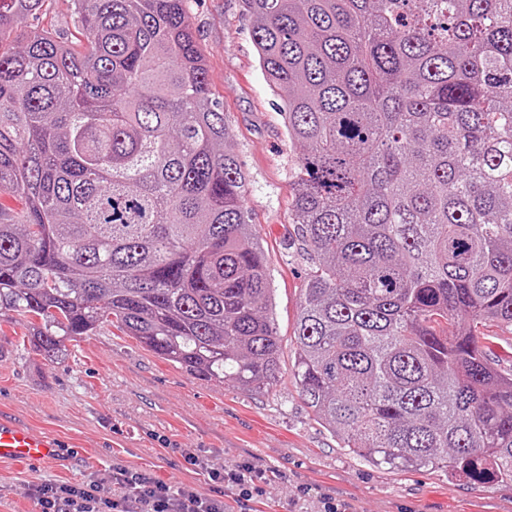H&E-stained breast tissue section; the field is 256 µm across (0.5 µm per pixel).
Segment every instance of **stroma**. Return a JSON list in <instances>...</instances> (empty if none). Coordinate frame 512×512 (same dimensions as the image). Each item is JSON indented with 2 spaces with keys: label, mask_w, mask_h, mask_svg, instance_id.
Wrapping results in <instances>:
<instances>
[{
  "label": "stroma",
  "mask_w": 512,
  "mask_h": 512,
  "mask_svg": "<svg viewBox=\"0 0 512 512\" xmlns=\"http://www.w3.org/2000/svg\"><path fill=\"white\" fill-rule=\"evenodd\" d=\"M193 29L209 88L224 105L248 175L246 207L262 239L283 348L281 377L252 392L187 375L117 328L47 359L21 343L26 322H0V418L55 438L58 461H0V512H36L32 483L112 486L125 468L208 495L204 467L262 471L258 491H224V512H512V483L449 480L433 468L376 465L340 446L302 400L293 375L296 318L310 270L293 224L292 145L239 0H195Z\"/></svg>",
  "instance_id": "1"
}]
</instances>
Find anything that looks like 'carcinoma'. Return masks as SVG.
<instances>
[{
  "label": "carcinoma",
  "instance_id": "cac0c4a2",
  "mask_svg": "<svg viewBox=\"0 0 512 512\" xmlns=\"http://www.w3.org/2000/svg\"><path fill=\"white\" fill-rule=\"evenodd\" d=\"M0 0V319L45 356L108 323L261 390L282 347L190 0ZM282 102L304 403L375 463L512 481V0H240ZM44 24L50 25L63 39L74 34L72 2L70 0H48ZM480 341L486 347L493 349L499 356L498 362L494 366L504 373L512 372V359L502 355L501 351H511L509 346L512 344V328L497 324H487L479 327Z\"/></svg>",
  "mask_w": 512,
  "mask_h": 512
}]
</instances>
